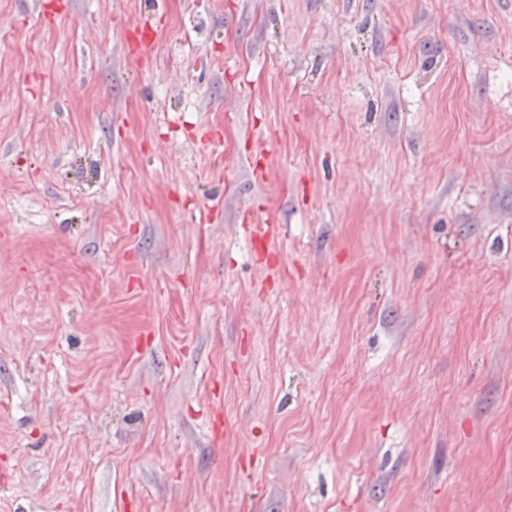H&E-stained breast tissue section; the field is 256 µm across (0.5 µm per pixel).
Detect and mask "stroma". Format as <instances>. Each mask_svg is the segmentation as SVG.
<instances>
[{
  "instance_id": "35a3bbf8",
  "label": "stroma",
  "mask_w": 512,
  "mask_h": 512,
  "mask_svg": "<svg viewBox=\"0 0 512 512\" xmlns=\"http://www.w3.org/2000/svg\"><path fill=\"white\" fill-rule=\"evenodd\" d=\"M36 2L0 0V512H512V0ZM277 223L274 215H269L265 221L260 224H243L242 229L250 242L254 245L260 244L263 248L266 259H274L278 255L275 248V233L273 228Z\"/></svg>"
}]
</instances>
